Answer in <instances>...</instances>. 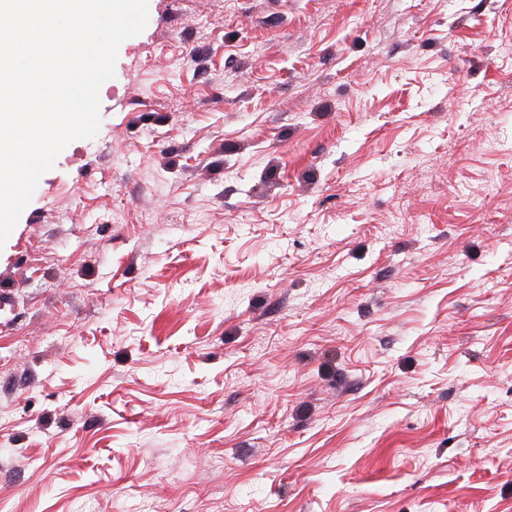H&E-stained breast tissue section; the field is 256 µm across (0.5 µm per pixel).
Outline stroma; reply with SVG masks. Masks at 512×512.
Instances as JSON below:
<instances>
[{
  "label": "stroma",
  "instance_id": "35a3bbf8",
  "mask_svg": "<svg viewBox=\"0 0 512 512\" xmlns=\"http://www.w3.org/2000/svg\"><path fill=\"white\" fill-rule=\"evenodd\" d=\"M512 0H148L0 246V512H512Z\"/></svg>",
  "mask_w": 512,
  "mask_h": 512
}]
</instances>
